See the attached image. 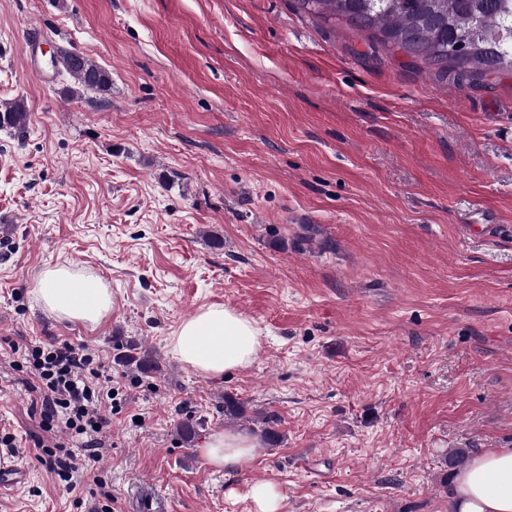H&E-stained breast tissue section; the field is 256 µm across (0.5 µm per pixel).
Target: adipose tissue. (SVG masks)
<instances>
[{
	"mask_svg": "<svg viewBox=\"0 0 512 512\" xmlns=\"http://www.w3.org/2000/svg\"><path fill=\"white\" fill-rule=\"evenodd\" d=\"M35 296L57 319L97 325L112 308V292L94 274L57 264L35 281ZM261 331L251 318L224 305H210L173 332V356L191 371L220 376L249 367L260 347ZM252 440L238 433H217L203 454L218 468L235 470L253 459ZM453 512H512V448H491L471 459L456 475Z\"/></svg>",
	"mask_w": 512,
	"mask_h": 512,
	"instance_id": "adipose-tissue-1",
	"label": "adipose tissue"
}]
</instances>
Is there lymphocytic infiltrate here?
I'll return each instance as SVG.
<instances>
[{
    "label": "lymphocytic infiltrate",
    "mask_w": 512,
    "mask_h": 512,
    "mask_svg": "<svg viewBox=\"0 0 512 512\" xmlns=\"http://www.w3.org/2000/svg\"><path fill=\"white\" fill-rule=\"evenodd\" d=\"M19 357L38 381L42 426L61 429L66 441L46 449L45 463L64 479L76 472L80 452L98 447L115 394L103 364L68 344H27Z\"/></svg>",
    "instance_id": "obj_1"
}]
</instances>
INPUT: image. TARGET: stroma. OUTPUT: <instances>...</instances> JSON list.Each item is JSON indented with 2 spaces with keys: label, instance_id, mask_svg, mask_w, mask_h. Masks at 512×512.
<instances>
[{
  "label": "stroma",
  "instance_id": "obj_1",
  "mask_svg": "<svg viewBox=\"0 0 512 512\" xmlns=\"http://www.w3.org/2000/svg\"><path fill=\"white\" fill-rule=\"evenodd\" d=\"M69 45L108 90L52 65ZM16 98L0 437L27 480L0 512H256L259 482L279 512H452L450 454L512 448V73L441 75L293 0H0V102ZM58 263L108 284L97 326L37 300ZM213 304L262 337L251 366L207 377L169 338ZM131 340L156 374L118 364ZM30 342L84 347L118 383L70 485L40 460L63 435L14 365ZM228 394L283 437L229 472L202 454ZM251 495L257 512L279 511L282 495L275 486L268 483H259L252 488Z\"/></svg>",
  "mask_w": 512,
  "mask_h": 512
}]
</instances>
